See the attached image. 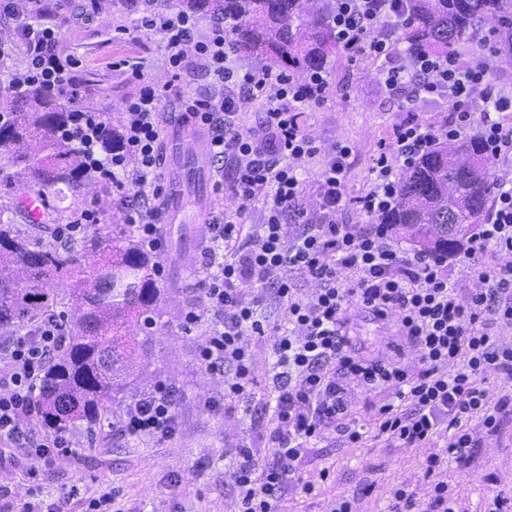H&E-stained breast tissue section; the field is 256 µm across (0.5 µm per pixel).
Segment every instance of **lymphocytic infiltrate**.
Instances as JSON below:
<instances>
[{"label": "lymphocytic infiltrate", "instance_id": "f902f5d3", "mask_svg": "<svg viewBox=\"0 0 512 512\" xmlns=\"http://www.w3.org/2000/svg\"><path fill=\"white\" fill-rule=\"evenodd\" d=\"M42 0H0V10L19 21L26 63L13 75L15 86H42L76 104L65 129L79 143L99 179L124 189L133 174L137 201L126 222L141 246L160 247L157 226L146 203L160 194L157 172L164 136L161 106L174 81L188 72V54L202 60L218 85L206 98L183 96L184 111L201 115L214 145V161L230 176L224 193L235 208L214 225L203 255L206 314L210 322L199 362L224 376V397L248 401L255 381L248 336H267L276 357L271 381L275 425L269 433L277 461L260 467L248 446L236 453L231 477L237 488L234 512H284L287 494L312 495L329 478L321 469L311 480L298 464L308 446L323 434L343 445L362 443L367 432L424 448L440 436L444 450L424 463L431 484L419 498L408 484L389 491L387 512H460L446 474L449 459L470 465L476 443L464 424L480 417L488 432L512 426V396L490 401L484 387L490 375L512 378V344L494 329L512 326V264L489 266L487 247L512 253V90L497 85L482 58L418 55L400 59L395 37L410 17L404 0H334V24L340 45L382 63L381 77L392 91L410 88L415 102L444 104L449 113L430 123L408 113L381 140L371 167L368 190L347 192L350 146L325 151L310 135L305 116L327 99L329 81L317 73L298 80L235 57L229 25L201 28L197 17L179 12L151 13L141 28L160 37L170 83L142 81L140 66L113 59V69L140 79L137 93L122 108L124 135L117 150L100 151L109 123L103 112L77 105L81 88L75 74L83 61L60 48V30L43 23ZM262 100V121L243 123L242 103ZM478 138L490 152L494 204L465 259L481 282L460 299L450 282L447 259L401 249L390 229L378 221L394 203L399 172L443 140ZM314 167V181L302 176ZM356 209L362 221L346 224L342 215ZM301 228L285 240L286 217ZM311 280L312 294L298 283ZM284 306L280 323L262 314L269 299ZM366 315L389 322L385 348L368 353L354 338V320ZM63 341L62 327L50 317L6 345L9 371L0 377V460L30 462L50 472L59 456H78L70 438L43 435L32 426L41 370ZM377 394L370 425L356 420L350 397L355 390ZM176 389L160 383L125 408L119 422L134 438L163 440L177 430Z\"/></svg>", "mask_w": 512, "mask_h": 512}]
</instances>
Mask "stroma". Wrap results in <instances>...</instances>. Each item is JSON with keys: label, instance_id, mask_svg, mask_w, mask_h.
Instances as JSON below:
<instances>
[{"label": "stroma", "instance_id": "1", "mask_svg": "<svg viewBox=\"0 0 512 512\" xmlns=\"http://www.w3.org/2000/svg\"><path fill=\"white\" fill-rule=\"evenodd\" d=\"M43 7L62 33L63 48L86 61L77 75L82 107L120 118L139 81L110 69L108 63L115 57L141 64L145 80L169 81L159 36L136 28L147 10L144 0H43ZM124 27L133 29L132 37L121 36ZM380 70V61L340 51L327 71L328 101L307 119L310 134L323 148L339 143L352 146L348 188L354 196L367 189L379 140L407 115L404 97L389 93ZM134 193L131 187L118 192L101 180L86 187L78 206L96 208L100 218L99 224L87 228V235L103 226L124 227L125 202ZM203 284L204 276L193 263L179 275L160 277L165 295L158 308L152 354L137 360L136 379L126 393L127 399H134L160 381L178 387L176 435L159 442L139 440L108 421L92 434L73 428L71 434L82 450L79 459L60 458L51 473L37 475L23 461L0 466V512H11L13 504L31 497L43 512H50L64 489L78 487L85 498L104 485L119 489L123 512H230L235 489L225 473L237 463L236 446H252L259 463L275 460L271 443L260 436L273 424L270 339H246L257 360L249 401L221 404L220 377L205 371L197 359L207 325L202 322L189 331L182 325L186 312L202 309ZM213 399L218 402L214 408L209 405ZM468 428L478 444L473 472L461 473L452 460L448 478L465 512H484L494 494L512 490V430L490 434L476 420ZM423 457V452L381 438L370 436L359 447L345 448L325 436L308 450L301 469L307 475L329 469V480L318 495L291 496L284 508L323 512L328 499L344 495L358 498L360 512H385L387 492L398 483L410 484L418 494L427 493Z\"/></svg>", "mask_w": 512, "mask_h": 512}]
</instances>
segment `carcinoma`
I'll use <instances>...</instances> for the list:
<instances>
[{"label":"carcinoma","mask_w":512,"mask_h":512,"mask_svg":"<svg viewBox=\"0 0 512 512\" xmlns=\"http://www.w3.org/2000/svg\"><path fill=\"white\" fill-rule=\"evenodd\" d=\"M183 12L233 21L238 55L259 57L268 69L289 66L309 75L328 70L335 54L332 0H176ZM411 16L401 40L406 54L446 56L473 42L491 24L496 47L512 48V0H406ZM72 112L69 101L38 86L0 93V148L11 151L10 170L0 178L30 183L59 201L76 199L96 179L83 150L61 137ZM491 160L476 140L446 143L405 171L395 204L378 223L419 248L445 257L461 252L462 239L479 223L491 196ZM443 224L454 229L445 232ZM99 256L95 270L77 279L78 254ZM154 261L127 228L61 248H48L18 225L0 221V330L55 315L46 285L70 280L69 329L64 344L44 365L36 410L42 426L66 433L79 421L90 432L112 417L132 384L128 371L136 351L153 340L156 306L163 289ZM26 287H20V284ZM144 335L137 348L121 341L128 322Z\"/></svg>","instance_id":"carcinoma-1"}]
</instances>
